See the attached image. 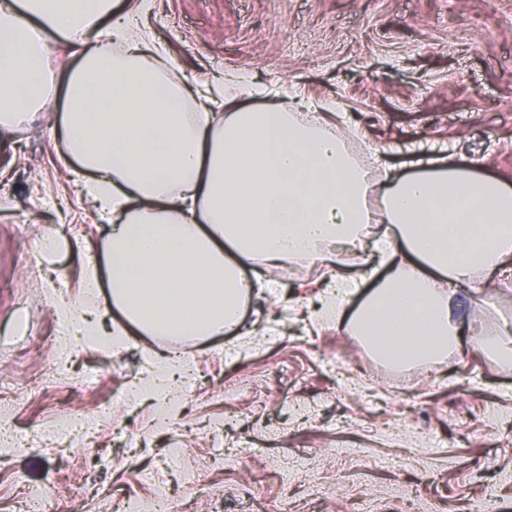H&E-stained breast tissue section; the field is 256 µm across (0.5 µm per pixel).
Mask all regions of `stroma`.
Wrapping results in <instances>:
<instances>
[{"label":"stroma","instance_id":"obj_1","mask_svg":"<svg viewBox=\"0 0 512 512\" xmlns=\"http://www.w3.org/2000/svg\"><path fill=\"white\" fill-rule=\"evenodd\" d=\"M142 27L172 77L213 96L242 73L269 102L293 91L338 104L342 128L378 159L373 182L383 164L408 174L431 157L481 158L479 175L512 184V0H153ZM50 121L38 113L0 141V512H40L37 489L55 512H107L110 497L151 512L163 491L192 512H246V484L272 512H354L361 499L375 512H478L488 481L491 512H512V364L479 349L512 317L511 267L487 278L481 301L459 289L471 328L410 395L360 367L351 334L317 321L329 278L318 262L272 272L224 335L130 336L60 361L53 292L83 302V264L107 227ZM174 352L192 372L176 379L167 418L130 391ZM66 408L92 421L89 436L55 438ZM187 469L201 492L177 487Z\"/></svg>","mask_w":512,"mask_h":512}]
</instances>
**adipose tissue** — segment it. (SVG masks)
Returning <instances> with one entry per match:
<instances>
[{"label": "adipose tissue", "instance_id": "adipose-tissue-1", "mask_svg": "<svg viewBox=\"0 0 512 512\" xmlns=\"http://www.w3.org/2000/svg\"><path fill=\"white\" fill-rule=\"evenodd\" d=\"M150 3L0 0V133L62 108L56 133L108 226L84 266L86 302L109 290L117 336L210 339L241 324L270 271L331 262L343 245L353 262L333 276L321 319L386 363L443 364L462 332L458 288L481 294V276L512 260V186L443 166L388 168L372 186L337 105L314 112L292 93L252 106L260 90L241 74L225 78L214 111L151 61ZM48 33L77 57L61 87L45 67Z\"/></svg>", "mask_w": 512, "mask_h": 512}]
</instances>
